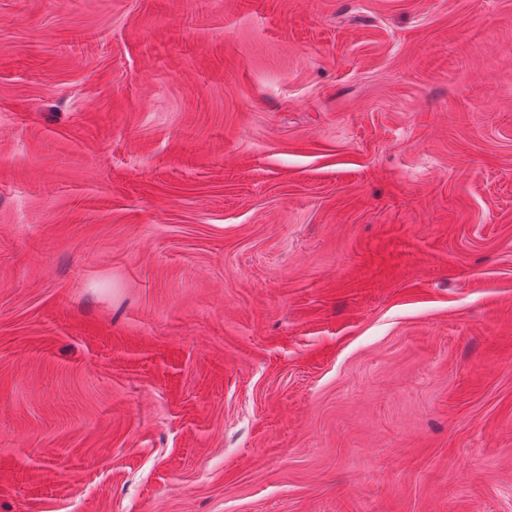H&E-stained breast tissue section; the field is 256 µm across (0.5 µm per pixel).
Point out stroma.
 Returning a JSON list of instances; mask_svg holds the SVG:
<instances>
[{
    "mask_svg": "<svg viewBox=\"0 0 512 512\" xmlns=\"http://www.w3.org/2000/svg\"><path fill=\"white\" fill-rule=\"evenodd\" d=\"M0 512H512V0H0Z\"/></svg>",
    "mask_w": 512,
    "mask_h": 512,
    "instance_id": "35a3bbf8",
    "label": "stroma"
}]
</instances>
